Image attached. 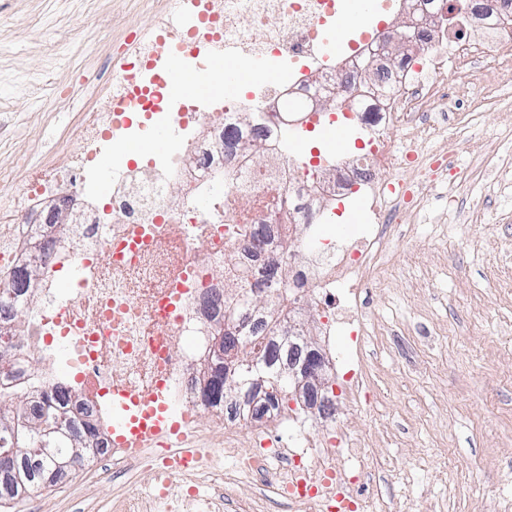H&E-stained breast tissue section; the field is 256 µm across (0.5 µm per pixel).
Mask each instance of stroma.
<instances>
[{"instance_id": "35a3bbf8", "label": "stroma", "mask_w": 512, "mask_h": 512, "mask_svg": "<svg viewBox=\"0 0 512 512\" xmlns=\"http://www.w3.org/2000/svg\"><path fill=\"white\" fill-rule=\"evenodd\" d=\"M173 9L172 0H0V200L28 176L15 154L49 161L106 93L129 32L148 33ZM43 80L54 93L30 94ZM470 136L477 150L456 155L482 206L470 232L496 249L449 247L459 217L429 198L392 245L381 287L361 295L379 335L341 332L330 343V383L369 358L372 406L351 431L365 440L378 512H495L497 493H512V295L499 289L512 282V75L493 107L448 128L449 143ZM150 486L147 474H113L94 455L0 512H112L114 499Z\"/></svg>"}]
</instances>
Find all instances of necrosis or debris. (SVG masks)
Segmentation results:
<instances>
[{"label": "necrosis or debris", "instance_id": "1", "mask_svg": "<svg viewBox=\"0 0 512 512\" xmlns=\"http://www.w3.org/2000/svg\"><path fill=\"white\" fill-rule=\"evenodd\" d=\"M395 0H380L376 25L341 65L319 66L312 56L320 31L330 29L342 0H199L215 46L231 44L249 60L286 65L269 86L201 105L168 103L154 70L164 35L126 42V68L113 74L107 94L85 113L74 135L77 150L61 146L50 168L32 157L18 163L29 177L0 204V280L35 265L40 274L24 292L0 304V331L13 339L8 370L0 372V401L41 400L56 386L68 390L73 415L99 417L112 391H161L181 408L194 459H157L154 449L131 448L103 431L105 456L132 472H151L153 489L116 501L113 512H262L259 498L234 495L244 477L272 486L287 512H370L365 444L348 429L318 440L305 429L292 437L259 432L243 447L234 424L220 439L199 425L202 391L213 346L210 331L224 320L213 305L226 284L287 292L290 306L311 299L326 335H365L362 290L380 284L379 264L397 236L438 190L445 208L464 209L467 175L448 152V125L460 105L483 107L499 77L512 74V0H458L467 31L448 24L447 0H411L418 23L398 55L384 42ZM388 78L381 92L364 79V61ZM480 69L481 96L449 81V69ZM337 92L329 110L293 111L315 92ZM176 122L171 146L143 164L127 166L108 198L91 177L108 146L135 140L153 124ZM352 124L363 133L354 154L338 161L314 154L298 163L284 154L288 129L306 133ZM262 144L274 169L257 166L247 151ZM71 189L70 223H58L49 205L59 184ZM357 202L370 218L353 240L310 247L302 226L325 214L343 215ZM287 256V280H265L267 256ZM234 262H226V255ZM75 286L60 295V281ZM193 347L179 349L182 337Z\"/></svg>", "mask_w": 512, "mask_h": 512}]
</instances>
